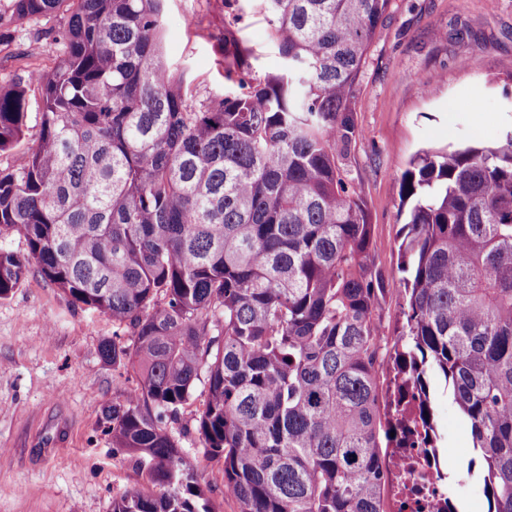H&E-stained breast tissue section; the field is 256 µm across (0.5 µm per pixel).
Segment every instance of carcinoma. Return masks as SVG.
<instances>
[{"label":"carcinoma","mask_w":512,"mask_h":512,"mask_svg":"<svg viewBox=\"0 0 512 512\" xmlns=\"http://www.w3.org/2000/svg\"><path fill=\"white\" fill-rule=\"evenodd\" d=\"M263 2L281 69L255 74L227 23L224 94L198 102L163 60L164 0H13L70 16L57 66L0 86L1 152L42 101L36 147L0 173V230L28 245L0 249V299L34 263L112 318L101 356L136 384L105 421L151 462L112 512H214L171 430L203 378L198 438L237 512H387L382 449L441 440L431 375L470 425L488 512H512V131L403 172L407 309L388 342L344 160L389 0Z\"/></svg>","instance_id":"cac0c4a2"}]
</instances>
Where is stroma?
<instances>
[{
    "mask_svg": "<svg viewBox=\"0 0 512 512\" xmlns=\"http://www.w3.org/2000/svg\"><path fill=\"white\" fill-rule=\"evenodd\" d=\"M69 14L22 19L0 0V86L34 70L51 71L64 53ZM237 21L258 74L277 71L280 58L255 5L233 19L221 0H166L165 59L186 70L198 100L223 94L212 45L225 22ZM41 99L30 94L27 130L0 153V171L21 167L40 134ZM361 137L344 168L365 200L373 226L372 255L389 280L383 305L387 332L401 327L405 308L399 246L400 178L423 150L468 140L499 143L512 129V0H390L354 99ZM111 319L72 304L38 268L0 300V512H112V501L142 482L145 472L113 447L104 411L117 393L118 370L100 356L112 338ZM441 444L457 469L448 493L462 512H487L476 479L469 426L448 397L436 405ZM179 444L211 489L215 512H237L224 493L219 464L194 434L193 412L180 421Z\"/></svg>",
    "mask_w": 512,
    "mask_h": 512,
    "instance_id": "35a3bbf8",
    "label": "stroma"
}]
</instances>
